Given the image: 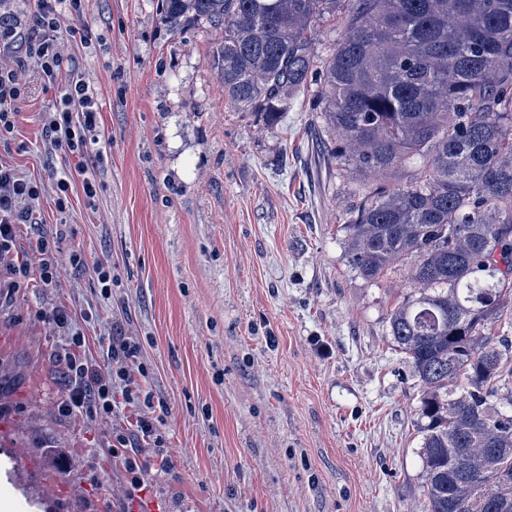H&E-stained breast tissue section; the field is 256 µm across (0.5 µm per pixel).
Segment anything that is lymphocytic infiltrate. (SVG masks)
I'll list each match as a JSON object with an SVG mask.
<instances>
[{
    "mask_svg": "<svg viewBox=\"0 0 512 512\" xmlns=\"http://www.w3.org/2000/svg\"><path fill=\"white\" fill-rule=\"evenodd\" d=\"M81 0H34L22 11L12 6L0 9V143L11 141L18 106L29 94L25 78L27 63H34L39 76L59 90L44 115L43 132L54 150L68 160L63 175L36 181L16 169L0 164V268L15 276L36 273L37 285L56 284L58 257L54 238L42 236L33 254L16 246L17 227L32 221V205L45 191H52L59 213L71 204L73 179H80L87 206H94L100 183L94 174L103 162L100 141L98 93L81 72L75 59L64 57L58 35L65 23L80 15ZM108 362L98 365L85 356L83 333L72 335L53 362L62 369L65 391L59 405L63 415L121 417L127 405L141 392L133 371L141 347L127 336L120 322H112L108 333ZM152 446L153 455L143 456L142 445ZM112 453L123 456L130 491L142 490L143 476L152 467L169 470L172 460L153 417L136 415L112 432Z\"/></svg>",
    "mask_w": 512,
    "mask_h": 512,
    "instance_id": "lymphocytic-infiltrate-1",
    "label": "lymphocytic infiltrate"
}]
</instances>
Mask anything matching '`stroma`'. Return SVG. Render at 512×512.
I'll use <instances>...</instances> for the list:
<instances>
[{
  "instance_id": "1",
  "label": "stroma",
  "mask_w": 512,
  "mask_h": 512,
  "mask_svg": "<svg viewBox=\"0 0 512 512\" xmlns=\"http://www.w3.org/2000/svg\"><path fill=\"white\" fill-rule=\"evenodd\" d=\"M82 20L89 45L60 42L99 93L102 188L90 209L73 183L64 214L44 195L19 232L25 249L55 237L59 269L56 287L0 298V500L14 512H426L422 392L388 327L408 288L348 263L342 225L363 182L318 148L321 81L269 129L226 106L210 29L170 33L158 0H82ZM25 76L0 163L42 180L68 167L42 131L57 89ZM58 305L98 364L112 319L141 344L153 405L136 409L162 416L173 466L134 501L111 419L58 412L52 357L67 333L38 317Z\"/></svg>"
}]
</instances>
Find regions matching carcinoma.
<instances>
[{
	"mask_svg": "<svg viewBox=\"0 0 512 512\" xmlns=\"http://www.w3.org/2000/svg\"><path fill=\"white\" fill-rule=\"evenodd\" d=\"M218 35L229 105L276 127L323 77L327 154L371 181L343 230L352 269L401 268L389 335L422 389L428 512H512V0H159ZM342 29L319 59L317 25Z\"/></svg>",
	"mask_w": 512,
	"mask_h": 512,
	"instance_id": "cac0c4a2",
	"label": "carcinoma"
}]
</instances>
